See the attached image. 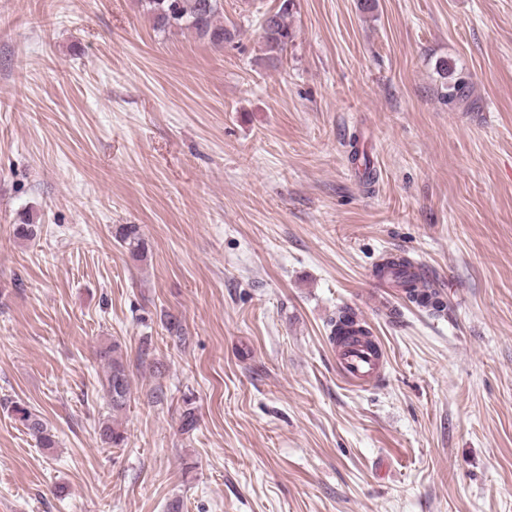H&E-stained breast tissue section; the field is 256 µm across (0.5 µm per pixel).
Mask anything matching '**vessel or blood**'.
<instances>
[{
    "instance_id": "obj_1",
    "label": "vessel or blood",
    "mask_w": 512,
    "mask_h": 512,
    "mask_svg": "<svg viewBox=\"0 0 512 512\" xmlns=\"http://www.w3.org/2000/svg\"><path fill=\"white\" fill-rule=\"evenodd\" d=\"M336 372L344 383L366 389L380 383L386 371L382 346L368 336L329 337Z\"/></svg>"
}]
</instances>
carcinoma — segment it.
I'll return each mask as SVG.
<instances>
[{"label":"carcinoma","mask_w":512,"mask_h":512,"mask_svg":"<svg viewBox=\"0 0 512 512\" xmlns=\"http://www.w3.org/2000/svg\"><path fill=\"white\" fill-rule=\"evenodd\" d=\"M144 11L153 19L157 27L166 30L171 28L191 29L197 36L221 44L232 39L233 34L224 28L221 22L223 0H141ZM288 0H283L280 8L273 15H263L260 26L263 31V42L266 54L274 58L283 52L293 38V30L288 23ZM119 239L128 246L135 257L143 256L144 240L139 227L125 224L120 227ZM420 279L418 273H412L402 282L405 299L433 314L445 308L442 292L426 280L417 286ZM100 360L107 365V373L103 382L112 408V413H120L126 409L131 398V378L121 343L114 341L99 350ZM13 413L18 420L33 434L41 448L49 450L55 447L54 434L47 424L27 407L17 403ZM102 443L109 447L119 448L124 444V431L117 420L102 423L100 427Z\"/></svg>","instance_id":"obj_1"}]
</instances>
